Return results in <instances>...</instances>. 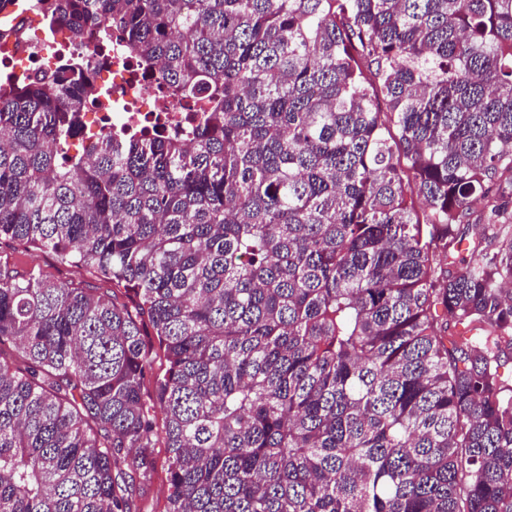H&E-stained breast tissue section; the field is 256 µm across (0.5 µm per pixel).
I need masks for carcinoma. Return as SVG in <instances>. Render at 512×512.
<instances>
[{
    "mask_svg": "<svg viewBox=\"0 0 512 512\" xmlns=\"http://www.w3.org/2000/svg\"><path fill=\"white\" fill-rule=\"evenodd\" d=\"M40 2L201 115L71 155L80 62L0 82V244L133 292L0 262V512L160 436L167 512H512V0ZM0 261H8L14 265L18 271L24 272L27 269H35L51 280H71L75 283H81L87 288H99L100 292H112L118 302H125L131 305L129 296L123 287L113 286L110 283L97 279L85 269H78L63 265L58 262L55 255L51 252L31 253L26 251L23 246L0 245Z\"/></svg>",
    "mask_w": 512,
    "mask_h": 512,
    "instance_id": "1",
    "label": "carcinoma"
}]
</instances>
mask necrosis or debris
I'll return each mask as SVG.
<instances>
[{"label":"necrosis or debris","instance_id":"necrosis-or-debris-1","mask_svg":"<svg viewBox=\"0 0 512 512\" xmlns=\"http://www.w3.org/2000/svg\"><path fill=\"white\" fill-rule=\"evenodd\" d=\"M41 19L40 13H32L10 50L0 51V66L7 71V81L16 84L51 74L70 59H81L94 83L107 90L106 99L81 113L71 134L81 147L119 129L143 140L163 136L180 130L188 120V113L173 112L168 123L157 121L154 108L165 93L164 81L159 73L142 72L116 30H108L101 42L82 41L59 26L41 27Z\"/></svg>","mask_w":512,"mask_h":512}]
</instances>
